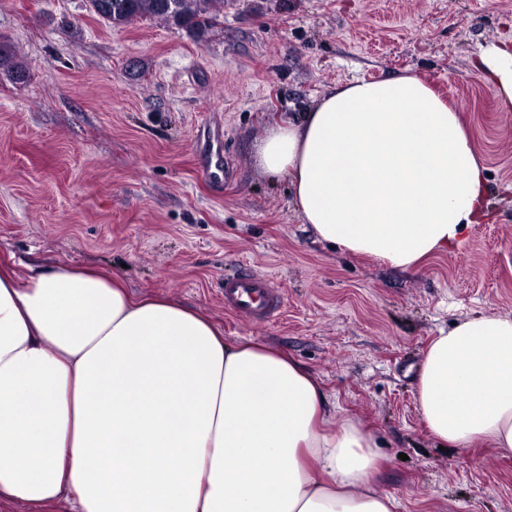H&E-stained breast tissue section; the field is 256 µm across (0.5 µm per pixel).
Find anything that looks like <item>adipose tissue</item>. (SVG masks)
Segmentation results:
<instances>
[{"label": "adipose tissue", "instance_id": "adipose-tissue-1", "mask_svg": "<svg viewBox=\"0 0 512 512\" xmlns=\"http://www.w3.org/2000/svg\"><path fill=\"white\" fill-rule=\"evenodd\" d=\"M474 68L512 107V39ZM315 237L413 271L488 216L461 112L420 78L355 80L269 127ZM416 402L430 435L512 457V316L457 322L429 347ZM376 442L337 421L317 379L266 343L135 295L111 271L0 263V507L44 512H397Z\"/></svg>", "mask_w": 512, "mask_h": 512}]
</instances>
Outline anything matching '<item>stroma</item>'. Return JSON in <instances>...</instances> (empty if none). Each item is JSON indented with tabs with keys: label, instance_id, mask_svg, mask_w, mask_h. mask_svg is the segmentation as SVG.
<instances>
[{
	"label": "stroma",
	"instance_id": "obj_1",
	"mask_svg": "<svg viewBox=\"0 0 512 512\" xmlns=\"http://www.w3.org/2000/svg\"><path fill=\"white\" fill-rule=\"evenodd\" d=\"M512 36V0H224L205 40L143 19L109 26L88 0H0V259L107 269L181 302L224 337L264 340L309 370L337 416L373 435L376 491L399 512H512V459L442 451L416 403L433 338L512 316V108L472 67ZM405 72L461 110L492 216L465 245L399 271L315 239L287 178L257 150L332 87ZM223 147L233 181L206 167ZM271 278L264 326L224 309V278Z\"/></svg>",
	"mask_w": 512,
	"mask_h": 512
}]
</instances>
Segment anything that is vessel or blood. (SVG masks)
Masks as SVG:
<instances>
[{"instance_id": "1", "label": "vessel or blood", "mask_w": 512, "mask_h": 512, "mask_svg": "<svg viewBox=\"0 0 512 512\" xmlns=\"http://www.w3.org/2000/svg\"><path fill=\"white\" fill-rule=\"evenodd\" d=\"M283 305V296L269 278L244 272L224 281L225 309L249 318L255 325L276 316Z\"/></svg>"}]
</instances>
